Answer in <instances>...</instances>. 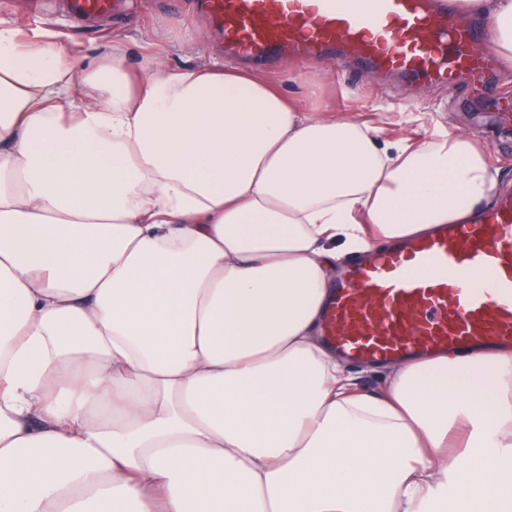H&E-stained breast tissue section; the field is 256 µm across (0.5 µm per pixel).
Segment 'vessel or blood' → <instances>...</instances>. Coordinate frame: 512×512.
I'll use <instances>...</instances> for the list:
<instances>
[{
    "mask_svg": "<svg viewBox=\"0 0 512 512\" xmlns=\"http://www.w3.org/2000/svg\"><path fill=\"white\" fill-rule=\"evenodd\" d=\"M120 0H68L76 17H99ZM233 59L263 65L290 54L355 56L417 84L449 85L470 76L476 95L491 93L499 69L482 41L492 23L446 0H200ZM326 311L327 342L363 361L474 345H512V197L472 222L411 237L336 281Z\"/></svg>",
    "mask_w": 512,
    "mask_h": 512,
    "instance_id": "vessel-or-blood-1",
    "label": "vessel or blood"
}]
</instances>
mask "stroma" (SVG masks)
<instances>
[{
	"label": "stroma",
	"mask_w": 512,
	"mask_h": 512,
	"mask_svg": "<svg viewBox=\"0 0 512 512\" xmlns=\"http://www.w3.org/2000/svg\"><path fill=\"white\" fill-rule=\"evenodd\" d=\"M0 19L30 27L52 20L60 40L79 44L91 63L119 37L126 44V63L134 68L147 52L158 55L170 70L211 60L228 68L234 65L224 54L221 36L194 10L192 0H126L119 14L87 22L70 18L57 0H0ZM256 74L304 102L309 111L379 127L386 142L409 139L424 144L444 132L476 136L512 195V122L499 120L488 104L474 98L467 81L451 87L411 86L352 57L283 56L257 68Z\"/></svg>",
	"instance_id": "35a3bbf8"
}]
</instances>
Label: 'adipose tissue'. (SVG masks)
Here are the masks:
<instances>
[{
    "mask_svg": "<svg viewBox=\"0 0 512 512\" xmlns=\"http://www.w3.org/2000/svg\"><path fill=\"white\" fill-rule=\"evenodd\" d=\"M459 6L512 62V0ZM501 190L470 134L0 20V512H512V350L368 392L322 337L341 265Z\"/></svg>",
    "mask_w": 512,
    "mask_h": 512,
    "instance_id": "obj_1",
    "label": "adipose tissue"
}]
</instances>
